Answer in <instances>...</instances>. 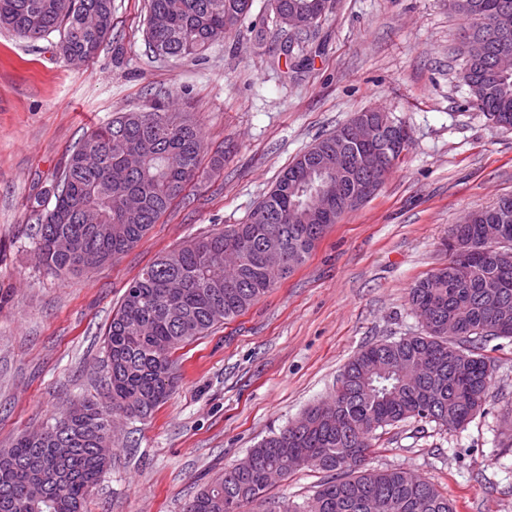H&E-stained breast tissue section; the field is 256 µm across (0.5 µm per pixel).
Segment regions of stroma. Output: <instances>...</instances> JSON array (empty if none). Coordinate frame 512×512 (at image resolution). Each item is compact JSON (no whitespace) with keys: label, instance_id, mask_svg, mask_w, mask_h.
Listing matches in <instances>:
<instances>
[{"label":"stroma","instance_id":"1","mask_svg":"<svg viewBox=\"0 0 512 512\" xmlns=\"http://www.w3.org/2000/svg\"><path fill=\"white\" fill-rule=\"evenodd\" d=\"M146 0H113L112 35L75 65L54 38L0 30V449L71 403L104 394L103 333L130 282L188 238L244 223L278 174L356 113L401 120L412 142L378 191L333 224L306 262L245 314L180 350L172 396L150 419H123L87 512H184L218 471L333 394L369 343L420 331L414 283L448 262L454 225L512 194V128L470 103L456 55L468 20L448 0H331L293 76L269 0H253L237 32L204 60H154ZM161 97L189 107L203 158L224 144V168L203 175L129 252L57 278L36 259L30 201L48 189L87 131ZM495 361L485 412L445 433L388 427L369 458L433 482L457 512H512V340ZM324 479L304 468L243 512H279Z\"/></svg>","mask_w":512,"mask_h":512}]
</instances>
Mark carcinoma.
<instances>
[{"label":"carcinoma","mask_w":512,"mask_h":512,"mask_svg":"<svg viewBox=\"0 0 512 512\" xmlns=\"http://www.w3.org/2000/svg\"><path fill=\"white\" fill-rule=\"evenodd\" d=\"M280 24L302 13L307 30L290 41L304 48L322 19L325 0H275ZM470 20L460 36L463 79L473 107L496 124L512 128V74L485 69L481 52L512 53V0H448ZM252 0H147L146 38L152 58L194 60L235 31ZM112 0H0V29L26 39L59 34L65 58H93L112 34ZM201 132L194 115L157 100L145 111L123 112L80 140L68 154L46 196L34 199L30 238L47 273L79 274L84 253L103 264L131 250L174 203L187 197L201 169ZM348 154L346 190L358 189L367 152L329 134L303 151L309 168ZM243 224L195 237L158 258L126 289L106 326L104 349L110 401L84 397L42 436L19 435L0 449V512H84L108 462L100 454L114 412L147 419L171 396L177 379L175 352L215 327L247 312L310 256L336 215L323 220L317 204L325 177L314 172L298 186L292 167ZM455 229L476 249L462 257L448 251V265L427 274L410 291V307L454 319L466 335L456 341L440 329L368 345L343 369L332 415L315 405L307 424L284 427L247 453L248 464L224 468L192 497L186 512H242L264 498L269 473L301 469L288 460L309 458L327 474L315 494L281 512H365L374 500L381 512H456L432 482L410 472L375 470L367 460L378 430L403 421L433 423L454 432L484 413L494 365L487 342L512 338V262L505 269L479 249L486 235L512 238V195L475 212ZM60 238L72 251L56 247ZM62 481L69 494L50 497ZM43 483L47 499L28 504L29 488Z\"/></svg>","instance_id":"carcinoma-1"}]
</instances>
